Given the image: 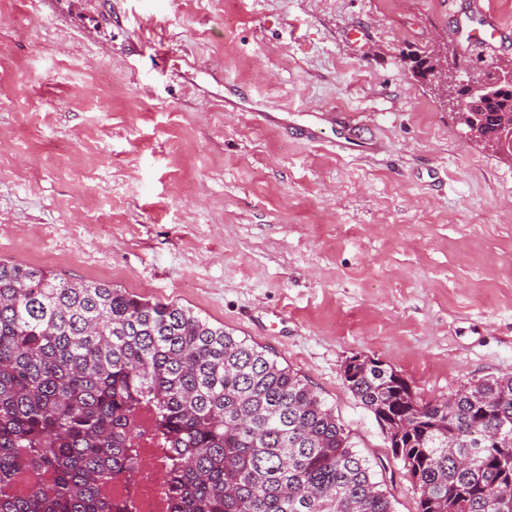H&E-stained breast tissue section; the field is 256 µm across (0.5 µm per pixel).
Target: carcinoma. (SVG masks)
Wrapping results in <instances>:
<instances>
[{"mask_svg": "<svg viewBox=\"0 0 512 512\" xmlns=\"http://www.w3.org/2000/svg\"><path fill=\"white\" fill-rule=\"evenodd\" d=\"M461 112L484 146L501 85ZM419 512H512V375L424 401L390 367H348ZM161 444L167 512H395L334 411L265 347L192 309L0 263V512H132L141 440Z\"/></svg>", "mask_w": 512, "mask_h": 512, "instance_id": "cac0c4a2", "label": "carcinoma"}]
</instances>
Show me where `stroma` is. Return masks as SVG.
<instances>
[{
  "label": "stroma",
  "instance_id": "1",
  "mask_svg": "<svg viewBox=\"0 0 512 512\" xmlns=\"http://www.w3.org/2000/svg\"><path fill=\"white\" fill-rule=\"evenodd\" d=\"M468 0H0V262L188 308L271 348L367 456L396 512L418 494L342 367L417 396L512 374V161L486 151L411 54L472 76ZM248 91L250 108L224 100ZM337 110V155L253 110Z\"/></svg>",
  "mask_w": 512,
  "mask_h": 512
}]
</instances>
